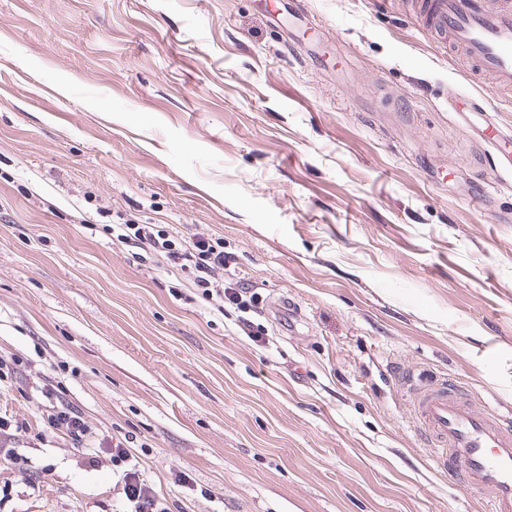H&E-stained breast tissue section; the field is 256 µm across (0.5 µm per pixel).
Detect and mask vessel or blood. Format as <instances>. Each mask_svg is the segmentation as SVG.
Instances as JSON below:
<instances>
[{
  "mask_svg": "<svg viewBox=\"0 0 512 512\" xmlns=\"http://www.w3.org/2000/svg\"><path fill=\"white\" fill-rule=\"evenodd\" d=\"M422 30L490 77L512 88V0H414ZM419 437L449 480L485 494L489 512H512V430L475 407L466 387L407 375Z\"/></svg>",
  "mask_w": 512,
  "mask_h": 512,
  "instance_id": "b4317fda",
  "label": "vessel or blood"
}]
</instances>
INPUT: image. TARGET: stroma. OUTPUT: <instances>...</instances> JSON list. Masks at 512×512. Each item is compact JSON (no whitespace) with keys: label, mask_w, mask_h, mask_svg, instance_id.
Masks as SVG:
<instances>
[{"label":"stroma","mask_w":512,"mask_h":512,"mask_svg":"<svg viewBox=\"0 0 512 512\" xmlns=\"http://www.w3.org/2000/svg\"><path fill=\"white\" fill-rule=\"evenodd\" d=\"M0 0V512H486L395 377L512 418V92L411 0ZM483 107L454 112L449 101ZM224 241L249 315L179 289L98 213ZM89 446L50 433L55 402ZM117 477L124 500L133 505L134 510L131 512H166L156 492L136 465L117 470Z\"/></svg>","instance_id":"35a3bbf8"}]
</instances>
